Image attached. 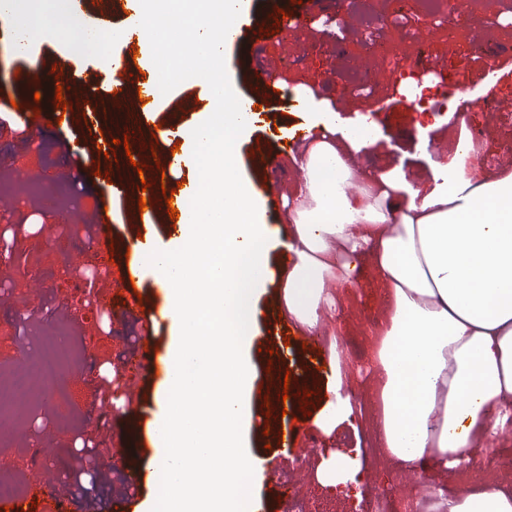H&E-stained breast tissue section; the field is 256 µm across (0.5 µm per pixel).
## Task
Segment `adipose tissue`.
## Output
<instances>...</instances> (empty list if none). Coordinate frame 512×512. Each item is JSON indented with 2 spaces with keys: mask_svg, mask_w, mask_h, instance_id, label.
<instances>
[{
  "mask_svg": "<svg viewBox=\"0 0 512 512\" xmlns=\"http://www.w3.org/2000/svg\"><path fill=\"white\" fill-rule=\"evenodd\" d=\"M136 34L151 50L146 64L158 90L193 74L214 99L212 117L190 139L207 194L187 210L177 249L138 252L165 292L182 343L169 355L151 467L160 495L147 512H257L250 482L264 464L247 451V397L253 371L259 291L270 271L271 244L291 253L279 269L284 313L302 335H321L324 314L337 311L335 287L371 266L386 289V319L372 353L373 430L381 453L404 471L467 468L481 442L512 425V173L493 179L468 141L436 165L419 187L402 169L353 170L350 159L376 141L375 124L343 125L335 114L305 148L304 183L290 226L270 227L253 185L238 169V135L258 120L254 102L226 79L217 54L232 36L226 15L242 0H205L193 18L201 38L170 56L158 44L182 36L178 11L162 0H134ZM13 27V48L36 34L57 33L83 54L110 60L124 30L83 27L67 0H45L31 13L23 0H0ZM364 185L349 191L351 180ZM332 352L327 396L313 425L324 435L351 421L355 408ZM361 463L336 452L317 462L328 491L356 482ZM435 512H512V484L482 481L450 494L433 491Z\"/></svg>",
  "mask_w": 512,
  "mask_h": 512,
  "instance_id": "adipose-tissue-1",
  "label": "adipose tissue"
}]
</instances>
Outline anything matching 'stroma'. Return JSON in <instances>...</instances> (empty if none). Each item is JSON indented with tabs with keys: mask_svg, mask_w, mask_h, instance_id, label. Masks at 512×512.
Here are the masks:
<instances>
[{
	"mask_svg": "<svg viewBox=\"0 0 512 512\" xmlns=\"http://www.w3.org/2000/svg\"><path fill=\"white\" fill-rule=\"evenodd\" d=\"M482 0H468L461 19L468 34L484 39V57L462 56V63L472 70L465 91L470 99L482 101L484 84L490 74H505L507 65L497 64L499 45L506 41L502 31H490L489 13ZM251 24L241 34L239 48H226L227 57L246 54L249 65L230 68L229 81L241 93H248L250 68L273 66L276 90L269 96L262 116L253 129L240 136V173L253 182L269 224H286L288 207L285 197L296 184L294 157L303 145L293 151H282L281 128L307 127L318 120V112H306L300 99L313 95L320 109L335 110L343 122L360 121L371 115L378 125L376 145L356 154L357 164L387 170L402 167L408 179L427 183L430 160L446 161L448 151L428 157L425 141L440 142L451 138L455 123L448 120V109L456 102L454 94L436 95L431 74L411 73L409 81L390 86L373 81L376 73L389 71L386 58L367 51L369 40L390 39L393 28L391 0H243ZM449 4L441 0L436 14L414 12L401 19L399 29L406 35L407 45H415L420 33L431 35V50L439 65L448 63L446 16ZM284 11L286 17L279 33H263L267 13ZM57 61L66 77L72 79L82 96L91 102L90 111L75 126L58 130L45 124L39 135L25 133L12 107L13 100L28 85H50L54 73L48 61ZM362 77L370 87L365 97L348 95L342 86L344 75ZM111 87L107 67L99 60L75 56L65 44L49 33H41L28 55L18 56L12 50V30L8 19L0 17V118L9 123L0 131V160L8 164L0 172V244L13 249L21 263L30 267L27 275L14 280L13 288H31L40 293L37 315L21 320L10 318L12 300L0 289V367L16 365L18 351L37 354L45 336L64 329L66 334L80 337L95 334L105 347L97 355L74 357L62 366V378L69 386V400L52 414L34 408L23 425L20 439L12 445H0V472L24 473L37 463H44L47 482L73 487L71 512H115L119 502H126L125 512H144L146 504L157 498L159 490L147 485L133 500L124 494L125 473L108 472L90 478L83 473L78 459L82 441H89L96 456H104L114 435L126 434L142 450L143 460L157 453L154 422L162 398L158 381L142 377L137 349L142 336H151L161 352L173 350L175 331L169 321L147 322L130 317L113 318L101 303L106 289L101 281L89 276L85 250L70 245L68 236L47 238L44 227L61 220V212L79 203L87 210L104 212L112 223L114 255H121L126 242L137 237L159 245L173 243L175 234L165 218L143 224L132 216L134 199L141 184L137 173L126 171L125 149L119 140L120 127H107L99 119ZM180 101L175 130H187L208 120L210 90L206 85L184 81L174 85L154 103L158 113H165L173 101ZM468 121L474 126H487L489 135L479 145L485 161L498 158L501 141L512 140V111L497 113L472 112ZM99 134L101 141L115 143L109 178H98L85 184L83 171L92 167L91 159L72 156L89 133ZM284 259L280 246H272L269 254L271 275L259 294L256 311V336L250 357L256 378H263L267 365L289 368L293 380L314 377L328 360L316 349L302 345L296 325L280 315L279 266ZM339 317L326 319L320 338L322 345L338 341L344 362V385L354 393V423L342 426L332 437L320 432L306 434L305 416L274 415L269 419V432L249 428L247 446L264 459L266 469L252 477L259 512H283L286 503L270 472L271 467L297 470L308 487H315L314 468L320 457L331 451H361L366 474L351 486L346 500L350 512H364L370 500L382 499L389 512H411L418 502L429 499L434 486L457 491L459 484L450 475L424 479L420 475L399 471L394 465L379 466L381 454L372 428L371 386L367 360L374 344L373 328L385 317L383 288L373 273L358 282L337 288ZM111 364V376L100 372L102 364ZM137 394H130V385ZM288 435L287 448H280L281 435ZM50 443L47 460H39L38 448Z\"/></svg>",
	"mask_w": 512,
	"mask_h": 512,
	"instance_id": "stroma-1",
	"label": "stroma"
}]
</instances>
